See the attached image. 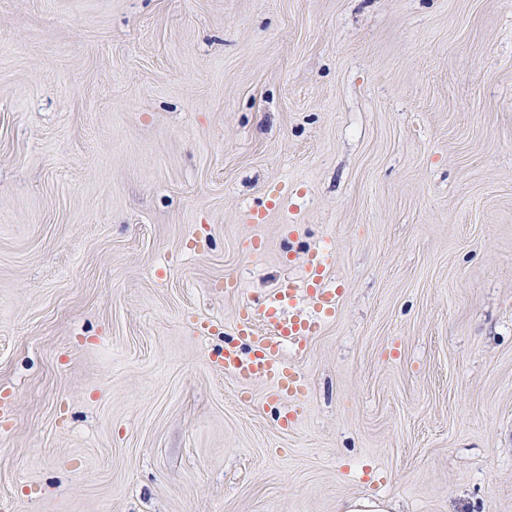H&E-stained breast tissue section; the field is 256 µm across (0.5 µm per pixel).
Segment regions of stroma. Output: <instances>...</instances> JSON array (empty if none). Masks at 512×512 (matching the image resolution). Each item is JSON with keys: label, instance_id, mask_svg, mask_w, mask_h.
Here are the masks:
<instances>
[{"label": "stroma", "instance_id": "obj_1", "mask_svg": "<svg viewBox=\"0 0 512 512\" xmlns=\"http://www.w3.org/2000/svg\"><path fill=\"white\" fill-rule=\"evenodd\" d=\"M314 250L284 429L211 356ZM369 497L512 512V0H0V512Z\"/></svg>", "mask_w": 512, "mask_h": 512}]
</instances>
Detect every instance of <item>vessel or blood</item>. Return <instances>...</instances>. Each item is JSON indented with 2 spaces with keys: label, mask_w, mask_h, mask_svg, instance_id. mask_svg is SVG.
I'll return each instance as SVG.
<instances>
[{
  "label": "vessel or blood",
  "mask_w": 512,
  "mask_h": 512,
  "mask_svg": "<svg viewBox=\"0 0 512 512\" xmlns=\"http://www.w3.org/2000/svg\"><path fill=\"white\" fill-rule=\"evenodd\" d=\"M328 256L324 251L312 252L302 280L291 278L281 282L257 306H246L236 323V332L250 346V357L236 350H225L220 365L244 383L262 382L281 408L283 425L293 424L304 404L307 386L293 362L283 358L282 347L294 352L306 351V339L320 334L334 319L339 306L338 289L326 281ZM308 305H301V298Z\"/></svg>",
  "instance_id": "1"
}]
</instances>
